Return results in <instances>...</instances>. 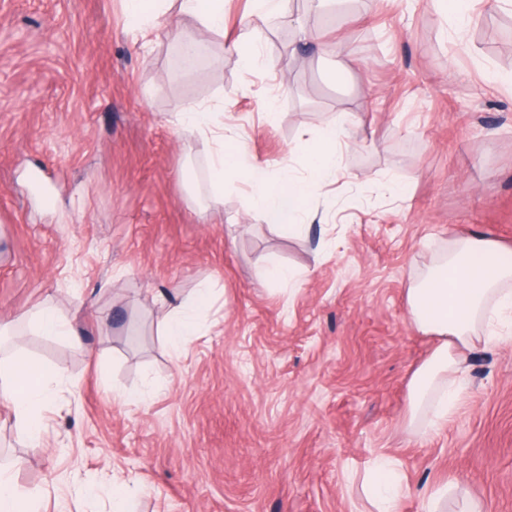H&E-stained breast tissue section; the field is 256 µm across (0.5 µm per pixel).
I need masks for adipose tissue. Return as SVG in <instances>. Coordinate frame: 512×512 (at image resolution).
<instances>
[{"mask_svg":"<svg viewBox=\"0 0 512 512\" xmlns=\"http://www.w3.org/2000/svg\"><path fill=\"white\" fill-rule=\"evenodd\" d=\"M351 121V113H337L307 142L309 177L292 176L281 182L257 175L245 141L225 142L224 122L214 113L184 108L175 114L177 127L195 130L210 146V173L215 183H223L228 173L248 176L253 201L268 220L292 226L302 222L305 205L314 199L319 185L338 173L344 132ZM406 293L413 323L442 340L414 376V407L431 410L434 420H444L459 396L462 369L458 349L495 343L490 332L493 322L512 318V263L504 261L497 245L489 240L477 235L460 237L449 245L446 256L427 267L420 280L410 283ZM209 308L210 289L206 286L198 288L193 299L168 308L163 329L175 353L185 351L189 338L198 333V315ZM63 378L61 369L45 372L23 360L0 368V399L9 403L30 439L41 437L42 407L50 387ZM362 489L376 512H400L405 487L392 459H379Z\"/></svg>","mask_w":512,"mask_h":512,"instance_id":"adipose-tissue-1","label":"adipose tissue"}]
</instances>
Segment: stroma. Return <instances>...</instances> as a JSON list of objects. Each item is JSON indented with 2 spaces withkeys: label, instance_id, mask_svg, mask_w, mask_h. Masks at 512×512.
I'll list each match as a JSON object with an SVG mask.
<instances>
[{
  "label": "stroma",
  "instance_id": "stroma-1",
  "mask_svg": "<svg viewBox=\"0 0 512 512\" xmlns=\"http://www.w3.org/2000/svg\"><path fill=\"white\" fill-rule=\"evenodd\" d=\"M249 0H224V33L190 15L150 38L124 0H0V325L34 307L71 317L78 343L31 336L0 358L64 368L34 443L0 400V463L46 512H368L361 482L397 460L400 512L423 489L512 512V335L464 351L463 394L435 428L408 420L411 380L438 346L406 288L469 232L512 251V11L482 0L456 42L432 0L293 7L302 43ZM201 62L177 64V34ZM253 37L275 70L243 74ZM224 115L273 177L290 147L355 112L342 170L309 207L332 248L272 226L251 186L224 178L172 112ZM275 119L265 122V108ZM298 273L292 284L273 271ZM214 290L185 356L161 334L159 294ZM145 392L128 403L126 392Z\"/></svg>",
  "mask_w": 512,
  "mask_h": 512
}]
</instances>
